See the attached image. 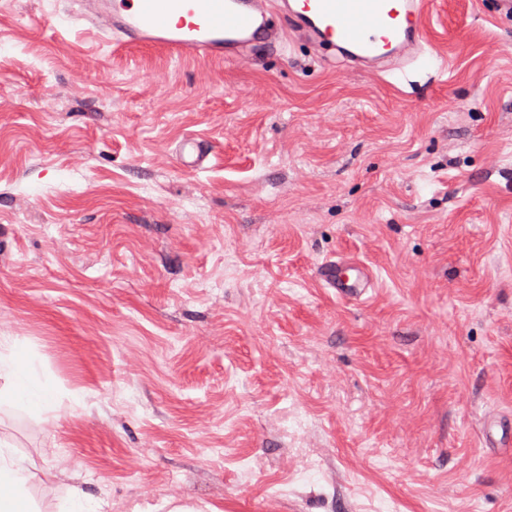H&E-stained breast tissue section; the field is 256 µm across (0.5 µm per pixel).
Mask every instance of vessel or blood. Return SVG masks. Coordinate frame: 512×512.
Here are the masks:
<instances>
[{
    "instance_id": "vessel-or-blood-1",
    "label": "vessel or blood",
    "mask_w": 512,
    "mask_h": 512,
    "mask_svg": "<svg viewBox=\"0 0 512 512\" xmlns=\"http://www.w3.org/2000/svg\"><path fill=\"white\" fill-rule=\"evenodd\" d=\"M72 14L117 47L246 66L280 47L288 26L365 70L386 73L427 54L425 0H75ZM179 155L197 171L210 152L203 139L189 137ZM316 276L341 299H361L375 286L373 271L352 259L325 263ZM481 442L511 448L512 419L486 417Z\"/></svg>"
}]
</instances>
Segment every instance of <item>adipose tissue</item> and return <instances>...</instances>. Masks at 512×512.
<instances>
[{"label":"adipose tissue","instance_id":"obj_1","mask_svg":"<svg viewBox=\"0 0 512 512\" xmlns=\"http://www.w3.org/2000/svg\"><path fill=\"white\" fill-rule=\"evenodd\" d=\"M0 373L9 378L8 386L0 389V399L9 400L43 421L57 420L52 389L40 379L35 364L20 355L14 337L0 336ZM36 479L34 463L0 441V512H38L30 496Z\"/></svg>","mask_w":512,"mask_h":512}]
</instances>
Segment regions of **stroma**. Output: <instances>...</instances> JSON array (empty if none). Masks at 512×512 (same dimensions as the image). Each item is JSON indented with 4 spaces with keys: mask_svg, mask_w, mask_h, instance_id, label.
Returning <instances> with one entry per match:
<instances>
[{
    "mask_svg": "<svg viewBox=\"0 0 512 512\" xmlns=\"http://www.w3.org/2000/svg\"><path fill=\"white\" fill-rule=\"evenodd\" d=\"M69 9L0 0V333L59 414L2 404L0 438L43 512H512L476 436L512 413V19L427 0L446 71L377 75L118 49ZM340 258L366 299L316 281ZM182 166L191 171L202 169L209 160L210 152L203 139L189 137L179 146ZM316 277L329 288H335L340 299L360 300L375 288L373 271L352 259L325 263L316 271Z\"/></svg>",
    "mask_w": 512,
    "mask_h": 512,
    "instance_id": "stroma-1",
    "label": "stroma"
}]
</instances>
